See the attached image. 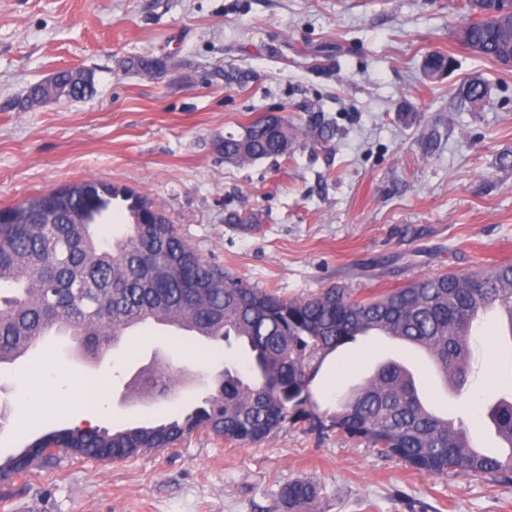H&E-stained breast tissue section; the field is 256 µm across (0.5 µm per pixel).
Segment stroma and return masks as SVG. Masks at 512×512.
Listing matches in <instances>:
<instances>
[{"instance_id":"35a3bbf8","label":"stroma","mask_w":512,"mask_h":512,"mask_svg":"<svg viewBox=\"0 0 512 512\" xmlns=\"http://www.w3.org/2000/svg\"><path fill=\"white\" fill-rule=\"evenodd\" d=\"M455 0H0V206L96 179L147 196L208 261L283 298L331 286L368 294L445 272L512 262V69L463 48ZM454 58L428 78L424 56ZM173 56L154 77L124 72L136 56ZM62 69L93 72L97 93L13 108ZM483 79L487 97L457 98ZM335 127L308 133L312 111ZM271 112L300 127L285 157L225 161L224 135ZM231 212L254 214L244 232ZM475 347L477 378L449 395L421 353L368 336L332 354L313 389L321 408L376 365L405 361L422 395L500 449L482 409L512 395V337L496 318ZM45 337L0 367V460L72 414L19 423L20 384L46 363L108 391L98 427L153 425L214 390L237 349L152 327L96 363ZM172 391L138 395L155 358ZM307 479L313 502L288 510L281 485ZM0 512H512V484L491 475L437 477L363 440L308 423L258 443L200 430L175 447L106 463L61 455L0 479Z\"/></svg>"}]
</instances>
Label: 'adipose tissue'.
I'll list each match as a JSON object with an SVG mask.
<instances>
[{
	"label": "adipose tissue",
	"mask_w": 512,
	"mask_h": 512,
	"mask_svg": "<svg viewBox=\"0 0 512 512\" xmlns=\"http://www.w3.org/2000/svg\"><path fill=\"white\" fill-rule=\"evenodd\" d=\"M35 374L38 378V387H24L23 409L20 413L19 422L21 426H29L39 421L50 419L58 415L57 396L60 391H67L73 407L83 410V420H90V408L104 407L107 403L104 390L91 389L88 391L68 388V380L57 372L46 368H36Z\"/></svg>",
	"instance_id": "ef3b65f1"
}]
</instances>
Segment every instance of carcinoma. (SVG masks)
Segmentation results:
<instances>
[{
  "label": "carcinoma",
  "mask_w": 512,
  "mask_h": 512,
  "mask_svg": "<svg viewBox=\"0 0 512 512\" xmlns=\"http://www.w3.org/2000/svg\"><path fill=\"white\" fill-rule=\"evenodd\" d=\"M463 46L504 68L512 67V4L506 0H461ZM165 57H133L135 72L167 67ZM454 59L439 52L424 58L433 78ZM94 93L90 72L59 71L49 83L31 86L19 102L23 110L62 96L84 99ZM458 95L471 103L488 95L479 80ZM295 134L288 120L270 127L251 122L241 135L227 134L224 159L242 163L283 157ZM68 201L45 194L0 208V363L24 355L52 326L65 329L87 361L100 360L118 343L127 320L179 317L213 342L239 340L249 369L248 382L235 367L216 377L204 405L155 426L61 427L36 437L21 455L0 462V475L27 473L59 454L117 462L147 450L171 448L199 429L229 440L254 443L288 423L307 421L362 439L381 453L433 476L448 473L497 474L512 482V453L473 452L468 427H448V416L423 399L412 371L401 361L381 364L358 388L319 413L313 383L338 349L386 328L401 342L426 349L445 379L463 393L473 369L471 316L480 307L505 308L512 316V262L460 273L421 277L397 288L355 295L333 286L308 298L285 299L232 275L203 258L143 195L98 180L65 186ZM130 213L126 231L110 238L93 222L112 212L114 201ZM172 374L143 375L137 385L160 395ZM498 438L512 449V399L487 409ZM318 486L296 479L283 485L278 500L292 509L316 498Z\"/></svg>",
  "instance_id": "obj_1"
}]
</instances>
